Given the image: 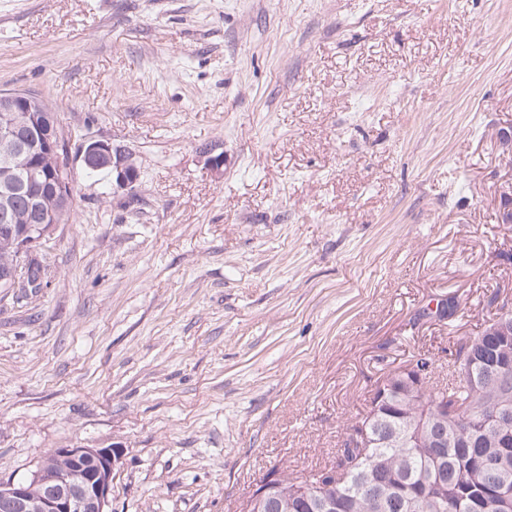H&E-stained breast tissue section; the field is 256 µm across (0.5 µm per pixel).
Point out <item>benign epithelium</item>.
<instances>
[{
    "instance_id": "7a95c632",
    "label": "benign epithelium",
    "mask_w": 512,
    "mask_h": 512,
    "mask_svg": "<svg viewBox=\"0 0 512 512\" xmlns=\"http://www.w3.org/2000/svg\"><path fill=\"white\" fill-rule=\"evenodd\" d=\"M0 112L13 114L14 120L0 125V148L6 152H38L66 163L74 170L75 162L83 167L104 165L112 170V185L132 192L138 183L140 167L132 153L118 149L109 139H87L80 146L77 158H72L64 141L56 115L42 103L15 91L0 92ZM52 183L53 205L40 212L37 223L62 224L74 204L72 185L60 176L25 180L12 177L0 183V224L14 223L13 201L27 195L33 204L45 201L42 189ZM487 349L493 353V366L500 371L512 369V321L503 317L486 331ZM493 439L512 436L508 424L512 412L502 410L494 416ZM120 453L115 448L73 446L50 451L29 477L22 480L0 481V506L7 512H109V492L112 472ZM68 461L73 467L62 474L59 466ZM275 475L269 474L246 496L250 503L270 496L274 491ZM512 498L503 488L490 486L478 500V512H501Z\"/></svg>"
}]
</instances>
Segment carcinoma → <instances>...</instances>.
<instances>
[{
	"instance_id": "obj_1",
	"label": "carcinoma",
	"mask_w": 512,
	"mask_h": 512,
	"mask_svg": "<svg viewBox=\"0 0 512 512\" xmlns=\"http://www.w3.org/2000/svg\"><path fill=\"white\" fill-rule=\"evenodd\" d=\"M33 165L26 155L0 152V176L10 171L23 174ZM16 235L0 226V292L14 291L10 278L18 253ZM480 332L460 339L454 351L457 378L448 385L415 394L405 380L401 367L383 374L389 391L377 405L349 423L348 436L366 426L370 445L364 457L353 467H344L337 457L336 485L328 486L329 468L324 466L306 476L288 472V466L274 468L280 476L279 503H268L261 512H305L293 499L294 489L307 484V491L317 498L336 502V512H376L374 500L385 505L384 512H472V497L479 493L483 479L459 458L452 447L458 437L475 441L471 454L490 450L486 426L489 414L498 407H512V371L494 372L486 365ZM448 420V438L442 444L434 439L431 424ZM490 482L508 484L512 491V453L505 457L502 469L487 475Z\"/></svg>"
}]
</instances>
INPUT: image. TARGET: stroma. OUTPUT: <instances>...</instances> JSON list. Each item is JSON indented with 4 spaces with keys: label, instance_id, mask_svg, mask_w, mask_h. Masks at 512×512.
Here are the masks:
<instances>
[{
    "label": "stroma",
    "instance_id": "stroma-1",
    "mask_svg": "<svg viewBox=\"0 0 512 512\" xmlns=\"http://www.w3.org/2000/svg\"><path fill=\"white\" fill-rule=\"evenodd\" d=\"M1 89L141 171L0 300L2 480L115 448L110 512H236L512 299V0H0Z\"/></svg>",
    "mask_w": 512,
    "mask_h": 512
}]
</instances>
